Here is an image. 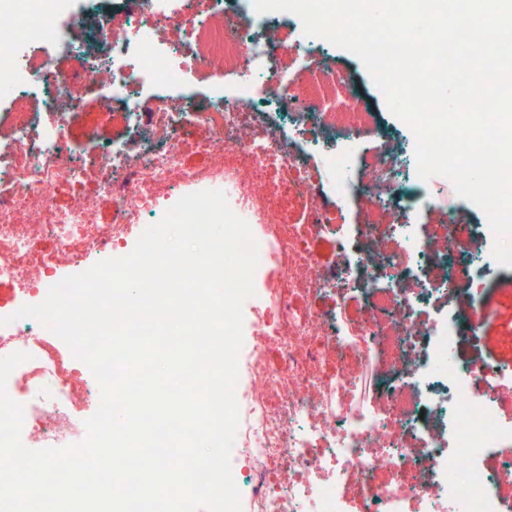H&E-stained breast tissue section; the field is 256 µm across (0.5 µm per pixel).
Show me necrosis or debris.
<instances>
[{"instance_id":"necrosis-or-debris-1","label":"necrosis or debris","mask_w":512,"mask_h":512,"mask_svg":"<svg viewBox=\"0 0 512 512\" xmlns=\"http://www.w3.org/2000/svg\"><path fill=\"white\" fill-rule=\"evenodd\" d=\"M135 0L121 29L101 27L96 45H71L79 68L63 82L44 75L46 46L62 39L63 0H0V83L12 90L0 112V317L44 300L90 258H120L182 196L223 191L259 245L254 296L243 307V345L235 394L240 423L231 453L242 512H512V371L452 362L462 325L452 303L481 291L485 268L468 251L479 227L447 244L421 242L412 224H382L407 211L402 156L383 146L380 115L348 73L328 67L314 82L284 76L283 46L272 41L284 11L242 25V0ZM179 26L164 39L161 23ZM219 72L224 90L199 110H181L175 92L198 66ZM121 106L127 139L101 146L94 162L67 137L86 92ZM203 127L195 144L204 162L185 164L182 125ZM363 145L357 199L363 220L351 234L337 221L346 204L348 157ZM329 169L323 183L310 163ZM106 172L112 221L98 223L89 196L58 207L87 165ZM295 171L290 220L262 175ZM334 243L338 259L319 265L311 244ZM328 295L330 309L316 300ZM28 353L6 392L24 407L22 435L42 448L74 445L96 379L59 349L34 319L0 326V352ZM501 463L486 470L487 452ZM463 468L448 476V460ZM476 490L462 500V482Z\"/></svg>"}]
</instances>
